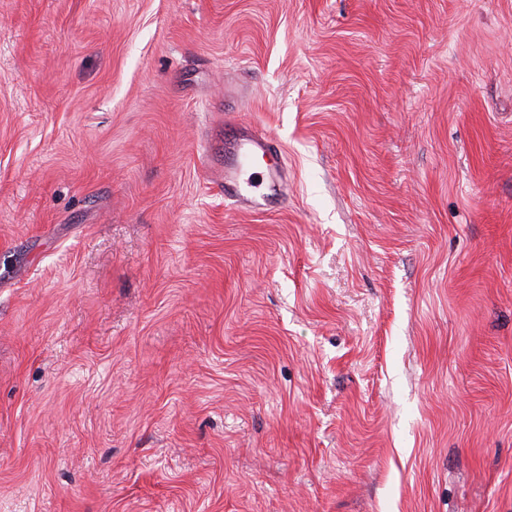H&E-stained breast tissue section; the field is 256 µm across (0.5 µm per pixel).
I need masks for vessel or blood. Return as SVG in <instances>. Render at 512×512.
<instances>
[{"label":"vessel or blood","instance_id":"b4317fda","mask_svg":"<svg viewBox=\"0 0 512 512\" xmlns=\"http://www.w3.org/2000/svg\"><path fill=\"white\" fill-rule=\"evenodd\" d=\"M275 149L273 138L256 130L242 129L228 139L223 160L208 163L209 168L221 174L219 185L224 190L225 200L240 209L272 207L283 184L274 174L252 172L250 162Z\"/></svg>","mask_w":512,"mask_h":512}]
</instances>
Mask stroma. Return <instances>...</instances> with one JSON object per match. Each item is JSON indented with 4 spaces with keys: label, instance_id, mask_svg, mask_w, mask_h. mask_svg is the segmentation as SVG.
Here are the masks:
<instances>
[{
    "label": "stroma",
    "instance_id": "stroma-1",
    "mask_svg": "<svg viewBox=\"0 0 512 512\" xmlns=\"http://www.w3.org/2000/svg\"><path fill=\"white\" fill-rule=\"evenodd\" d=\"M0 512H512V0H0ZM276 148L269 134L241 129L226 142L224 162L215 161L207 155L208 167L221 173L218 186L224 190V200L240 209H271L282 191L285 177L277 182L275 174H248V170L252 168L250 160L264 157Z\"/></svg>",
    "mask_w": 512,
    "mask_h": 512
}]
</instances>
